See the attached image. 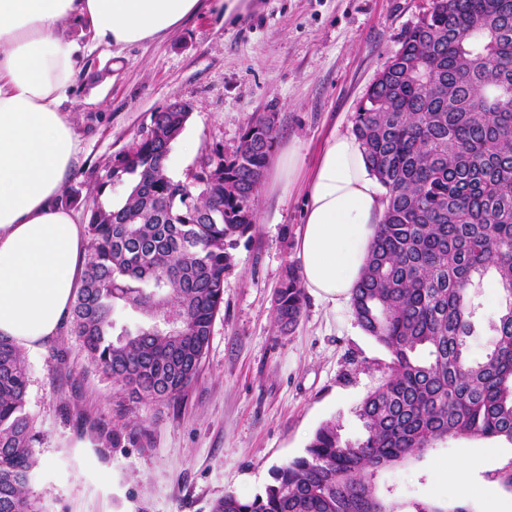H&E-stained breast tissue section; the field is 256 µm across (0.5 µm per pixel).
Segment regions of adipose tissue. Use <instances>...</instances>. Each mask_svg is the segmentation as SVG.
Segmentation results:
<instances>
[{"label": "adipose tissue", "instance_id": "adipose-tissue-1", "mask_svg": "<svg viewBox=\"0 0 512 512\" xmlns=\"http://www.w3.org/2000/svg\"><path fill=\"white\" fill-rule=\"evenodd\" d=\"M203 0H0V335L35 350L58 336L88 242L61 201L79 151L68 93L83 48L73 29L125 47L163 36ZM359 141L332 135L311 175L297 240L304 288L345 303L384 205Z\"/></svg>", "mask_w": 512, "mask_h": 512}]
</instances>
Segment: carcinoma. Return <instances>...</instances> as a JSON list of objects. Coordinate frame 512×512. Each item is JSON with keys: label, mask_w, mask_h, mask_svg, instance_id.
Wrapping results in <instances>:
<instances>
[{"label": "carcinoma", "mask_w": 512, "mask_h": 512, "mask_svg": "<svg viewBox=\"0 0 512 512\" xmlns=\"http://www.w3.org/2000/svg\"><path fill=\"white\" fill-rule=\"evenodd\" d=\"M384 69L352 117L385 204L351 291L357 322L389 353L357 408L364 435L344 440L336 422L323 424L263 492L227 493L212 512H446L400 502L377 475L449 439L512 443V0H433ZM189 118L152 113L92 187L72 332L134 402L176 401L197 379L229 249L255 224L277 138L261 116L231 156L216 145L175 180L167 157ZM489 272L504 303L489 322L492 345L475 357V298ZM304 303L290 267L274 297L280 331L293 332ZM119 308L145 322L117 328ZM24 353L0 336V512H31Z\"/></svg>", "instance_id": "cac0c4a2"}]
</instances>
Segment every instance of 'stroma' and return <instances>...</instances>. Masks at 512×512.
Returning <instances> with one entry per match:
<instances>
[{
	"label": "stroma",
	"mask_w": 512,
	"mask_h": 512,
	"mask_svg": "<svg viewBox=\"0 0 512 512\" xmlns=\"http://www.w3.org/2000/svg\"><path fill=\"white\" fill-rule=\"evenodd\" d=\"M432 0H242L203 7L168 35L125 48L90 36L82 74L70 94L80 141L67 183L84 214L104 162L170 102L190 103L174 143L172 178H183L214 145L232 153L253 119L273 116L275 153L294 149V180L267 166L255 200V225L240 238L224 277V307L197 380L178 403H132L92 365L76 336L63 331L25 355L26 410L39 459L28 481L34 512H211L224 494L250 498L271 470L303 453L315 431L335 419L346 439L355 414L381 380L386 349L359 326L350 305L306 296L292 333L275 325L273 296L297 265L309 177L325 141L347 133L363 93ZM120 442L106 443L108 431ZM473 488L466 512L488 501L512 503L498 473L512 462L501 439L449 440L379 484L401 500L440 503L455 512L448 466L461 455Z\"/></svg>",
	"instance_id": "stroma-1"
}]
</instances>
